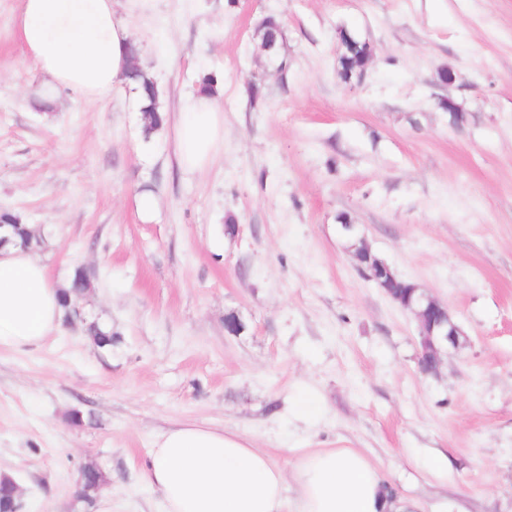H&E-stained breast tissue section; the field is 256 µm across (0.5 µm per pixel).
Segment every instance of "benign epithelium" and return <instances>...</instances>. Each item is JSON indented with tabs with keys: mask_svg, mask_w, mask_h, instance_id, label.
Listing matches in <instances>:
<instances>
[{
	"mask_svg": "<svg viewBox=\"0 0 512 512\" xmlns=\"http://www.w3.org/2000/svg\"><path fill=\"white\" fill-rule=\"evenodd\" d=\"M0 243L13 242L24 248L41 243V239L22 224L0 223ZM360 273L373 281L384 293L416 318L420 337V358L427 364L428 374L438 370L441 354L448 348H459L464 333L453 322L447 306L440 303L414 284L402 280L380 257L375 255L364 240L354 246L352 253Z\"/></svg>",
	"mask_w": 512,
	"mask_h": 512,
	"instance_id": "1",
	"label": "benign epithelium"
}]
</instances>
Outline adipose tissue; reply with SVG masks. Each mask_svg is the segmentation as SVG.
I'll list each match as a JSON object with an SVG mask.
<instances>
[{"instance_id": "adipose-tissue-1", "label": "adipose tissue", "mask_w": 512, "mask_h": 512, "mask_svg": "<svg viewBox=\"0 0 512 512\" xmlns=\"http://www.w3.org/2000/svg\"><path fill=\"white\" fill-rule=\"evenodd\" d=\"M113 0H22L16 23L27 56L43 75L41 93L66 90L85 101L109 97L130 63L131 32ZM224 141L214 94L191 96L177 125L180 167L204 170ZM62 289L32 250L0 246V349L40 346L59 332ZM164 512H412L389 497L379 469L350 448H320L285 472L233 432L183 424L155 441L146 468ZM294 498H286L287 488Z\"/></svg>"}]
</instances>
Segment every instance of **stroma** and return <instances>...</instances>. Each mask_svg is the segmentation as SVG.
Wrapping results in <instances>:
<instances>
[{"label":"stroma","instance_id":"35a3bbf8","mask_svg":"<svg viewBox=\"0 0 512 512\" xmlns=\"http://www.w3.org/2000/svg\"><path fill=\"white\" fill-rule=\"evenodd\" d=\"M20 7L0 0V209L43 238L56 284L91 273L84 310L115 337L98 348L79 324L0 350V470L23 512H161L143 468L188 423L287 470L358 450L419 512H512V0H113L167 112L221 87L224 145L192 174L125 84L37 104ZM269 15L274 59L255 35ZM342 29L374 49L358 83L338 74ZM342 215L466 334L437 373L418 368L413 314L357 270ZM302 396L318 415L296 414ZM90 462L106 481L87 503Z\"/></svg>","mask_w":512,"mask_h":512}]
</instances>
